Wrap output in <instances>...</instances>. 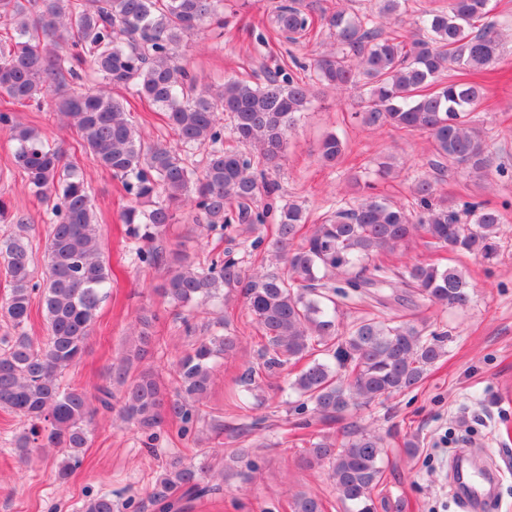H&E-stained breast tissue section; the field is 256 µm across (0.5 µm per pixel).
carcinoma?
Listing matches in <instances>:
<instances>
[{
  "label": "carcinoma",
  "instance_id": "1",
  "mask_svg": "<svg viewBox=\"0 0 512 512\" xmlns=\"http://www.w3.org/2000/svg\"><path fill=\"white\" fill-rule=\"evenodd\" d=\"M490 2L448 0L424 12L418 33L407 41L384 34L379 22L398 19L405 0H379L375 17L338 10L318 20L291 0L276 8L261 43L281 37L297 43L325 27L340 49L305 65L306 81L280 66L263 84L233 78L214 90L198 84L178 49L206 24L224 28V0H0V98L27 107L55 93L56 114L75 128L77 148L120 180L127 194L149 204L122 212L139 243L138 263L163 262L155 243L185 207L196 226L210 233L246 232L254 235L251 250L265 245L274 252L282 267L249 271L230 235L223 252L167 267L161 292L180 307L222 298L226 290L239 294L261 333V363L247 367L241 382L259 389L265 376L302 361L289 383L297 395L298 426L308 428L314 418L331 425L345 413L415 388L446 354L447 333L396 319L393 304L422 300L460 307L471 298L469 282L451 262L411 264L394 275L376 258L422 233L450 253L489 260L497 253L502 213L485 200L437 202L434 182L423 178L414 184L412 214L368 185L355 206H339L324 222L308 226L301 206H274L278 185L266 172L279 168L297 114L324 87L357 91L361 110L354 118L364 126L425 132L435 155L463 172L480 179L499 172L485 136L470 121L484 86L439 80L453 66L478 71L498 60L512 17L492 16ZM88 68L102 79L96 91L81 89ZM117 90L162 113L177 145L141 139L128 119L130 101ZM225 115L244 150H224ZM0 129L14 142L12 164L29 192L52 201L42 276L36 275L25 218H15L18 231L0 236V267L9 283L0 317L15 331L0 348V410L22 423L15 439L20 462L59 448L64 459L57 478L68 481L83 465L89 425L101 410L148 434V448L169 422L178 425L181 439L195 433L205 421L214 360L234 351L237 337L207 328L194 337L175 364L176 387L169 393L153 368L131 372L132 361L144 359L156 341L145 317L127 356L112 365L95 394L64 385L63 374L85 353L111 284L96 207L82 171L65 162L63 147L51 146L8 111L0 112ZM346 150V141L330 134L318 157L332 166ZM339 274L343 278L334 279ZM367 300L379 313L340 324L341 306ZM35 304L46 321L42 339L25 331ZM383 441L360 426L339 444L318 435L306 449V462L328 465L352 512H373ZM212 478L205 456L172 461L150 499L158 512H184L186 504L220 490ZM291 509L326 512L323 500L305 493L295 496ZM81 512L116 507L103 494L84 502Z\"/></svg>",
  "mask_w": 512,
  "mask_h": 512
}]
</instances>
